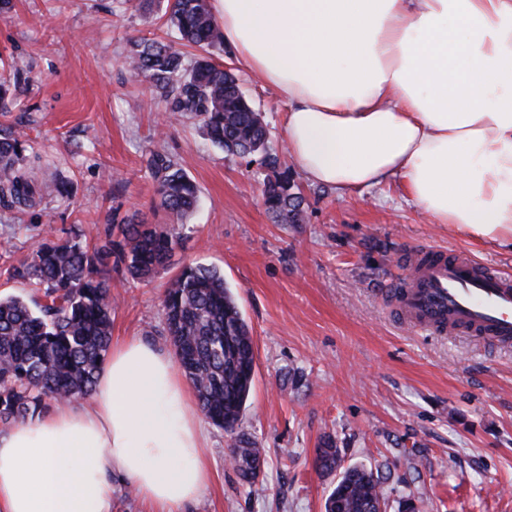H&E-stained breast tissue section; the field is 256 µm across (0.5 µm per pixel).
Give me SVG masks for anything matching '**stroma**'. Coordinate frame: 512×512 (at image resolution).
Instances as JSON below:
<instances>
[{
    "instance_id": "1",
    "label": "stroma",
    "mask_w": 512,
    "mask_h": 512,
    "mask_svg": "<svg viewBox=\"0 0 512 512\" xmlns=\"http://www.w3.org/2000/svg\"><path fill=\"white\" fill-rule=\"evenodd\" d=\"M166 32L161 12L137 0L122 9L115 0H13L0 13V58L28 78L0 129L24 135L46 184L33 212L0 203V295H31L11 270L47 228L93 242L114 217L167 223L145 165L161 151L200 202L179 228L172 267L146 282L112 270V334L170 350L164 291L176 266L201 263L223 273L255 349L243 428L261 449L260 475L241 484L228 461L232 435L203 420L212 479L187 512H324L337 477L319 473L314 457L328 437L345 463L380 471L387 512L407 499L419 512H512V345L418 331L384 295L414 245L509 273L512 251L430 223L395 183L344 197L311 185L288 156L287 100L228 47L217 63L236 72L304 198V223H276L261 200L260 156L213 146L195 118L166 111L130 77L132 42ZM62 182L71 199L57 194Z\"/></svg>"
}]
</instances>
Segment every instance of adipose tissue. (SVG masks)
Masks as SVG:
<instances>
[{"mask_svg":"<svg viewBox=\"0 0 512 512\" xmlns=\"http://www.w3.org/2000/svg\"><path fill=\"white\" fill-rule=\"evenodd\" d=\"M239 65L288 101V154L339 196L400 181L432 223L512 250V0H212ZM172 355L113 341L89 405L0 433V512H153L209 486ZM115 485L112 512H149V505L142 502L127 489V483L114 478Z\"/></svg>","mask_w":512,"mask_h":512,"instance_id":"ef3b65f1","label":"adipose tissue"}]
</instances>
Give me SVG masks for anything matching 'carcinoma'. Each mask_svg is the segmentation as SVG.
Masks as SVG:
<instances>
[{
  "label": "carcinoma",
  "instance_id": "carcinoma-1",
  "mask_svg": "<svg viewBox=\"0 0 512 512\" xmlns=\"http://www.w3.org/2000/svg\"><path fill=\"white\" fill-rule=\"evenodd\" d=\"M167 29L203 54L189 61L172 45L141 38L132 43L126 66L131 76L158 93L170 112L199 121L211 143L238 156L259 154L270 171L262 183L267 212L279 223L302 221L303 197L291 179L278 172L280 159L267 145V131L235 76L215 63L211 50H224V33L209 0H166ZM22 75L0 78V112L16 104ZM21 134H0V202L19 212L39 207L44 183L38 168L25 164ZM158 205L167 224L124 220L105 231L90 247L78 236L42 240L30 259L13 267L12 276L35 288V294L0 297V424L8 427L46 411L62 396L74 402L89 397L112 331V267H122L141 281L172 260L180 247L176 225L195 209L194 181L164 153L146 159ZM167 335L180 367L197 393L202 413L235 436L230 449L241 482L257 475L259 460L252 437L241 429L254 373L253 339L224 275L213 267L185 264L163 297ZM316 469L339 473L326 499L325 512H376L386 502L379 474L344 460L334 439L321 443Z\"/></svg>",
  "mask_w": 512,
  "mask_h": 512
}]
</instances>
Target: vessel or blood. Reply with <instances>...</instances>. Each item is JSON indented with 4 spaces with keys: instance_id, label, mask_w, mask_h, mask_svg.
<instances>
[{
    "instance_id": "vessel-or-blood-1",
    "label": "vessel or blood",
    "mask_w": 512,
    "mask_h": 512,
    "mask_svg": "<svg viewBox=\"0 0 512 512\" xmlns=\"http://www.w3.org/2000/svg\"><path fill=\"white\" fill-rule=\"evenodd\" d=\"M388 290L400 322L452 336L512 341V275L464 253L415 247Z\"/></svg>"
}]
</instances>
